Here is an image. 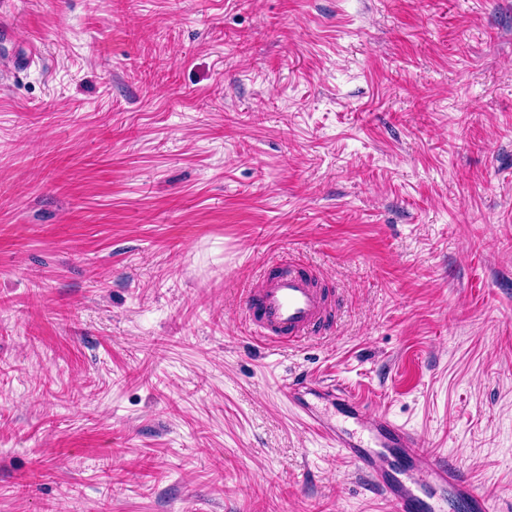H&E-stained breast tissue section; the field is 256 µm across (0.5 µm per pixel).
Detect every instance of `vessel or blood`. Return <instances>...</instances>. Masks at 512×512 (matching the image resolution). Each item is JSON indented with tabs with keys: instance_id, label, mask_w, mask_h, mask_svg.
Returning a JSON list of instances; mask_svg holds the SVG:
<instances>
[{
	"instance_id": "obj_1",
	"label": "vessel or blood",
	"mask_w": 512,
	"mask_h": 512,
	"mask_svg": "<svg viewBox=\"0 0 512 512\" xmlns=\"http://www.w3.org/2000/svg\"><path fill=\"white\" fill-rule=\"evenodd\" d=\"M246 309L253 335L272 343L304 340L324 327L329 316L314 278L294 262L252 291ZM282 392L395 512H445L451 502L466 512H505L461 465L422 448L416 434L369 413L365 402L345 389L302 380L285 385Z\"/></svg>"
}]
</instances>
